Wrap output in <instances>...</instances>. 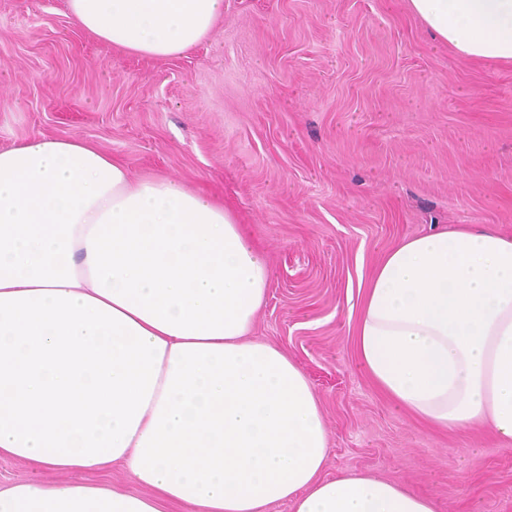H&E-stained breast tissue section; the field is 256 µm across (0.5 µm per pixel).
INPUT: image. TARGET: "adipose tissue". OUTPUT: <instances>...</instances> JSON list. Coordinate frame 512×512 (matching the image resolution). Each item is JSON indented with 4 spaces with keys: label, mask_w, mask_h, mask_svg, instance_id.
I'll return each instance as SVG.
<instances>
[{
    "label": "adipose tissue",
    "mask_w": 512,
    "mask_h": 512,
    "mask_svg": "<svg viewBox=\"0 0 512 512\" xmlns=\"http://www.w3.org/2000/svg\"><path fill=\"white\" fill-rule=\"evenodd\" d=\"M408 2L458 56L512 63V0ZM67 8L102 44L168 59L224 0ZM269 283L207 194L132 180L78 137L0 150V457L98 475L0 485V512H436L395 480L325 477L312 383L249 337ZM355 348L396 409L512 443V237L463 224L398 242L365 284ZM116 462L149 495L111 489Z\"/></svg>",
    "instance_id": "adipose-tissue-1"
}]
</instances>
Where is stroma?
I'll list each match as a JSON object with an SVG mask.
<instances>
[{
    "label": "stroma",
    "mask_w": 512,
    "mask_h": 512,
    "mask_svg": "<svg viewBox=\"0 0 512 512\" xmlns=\"http://www.w3.org/2000/svg\"><path fill=\"white\" fill-rule=\"evenodd\" d=\"M73 136L131 179L210 193L264 252L252 335L309 376L326 476L397 480L437 512H512V445L395 410L354 343L393 244L459 224L512 236V64L457 56L407 0H224L170 59L99 43L66 0H0V149ZM90 478L0 459L1 483Z\"/></svg>",
    "instance_id": "obj_1"
}]
</instances>
